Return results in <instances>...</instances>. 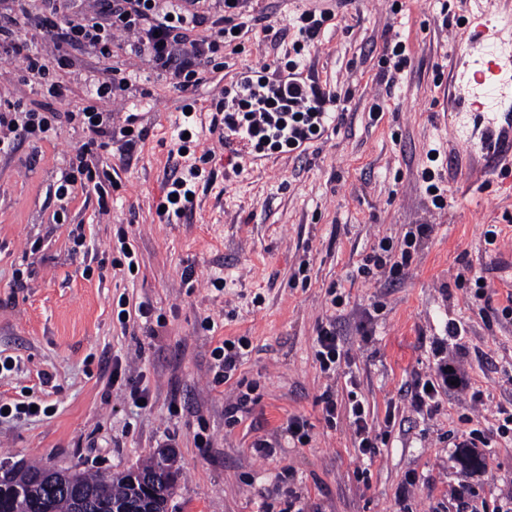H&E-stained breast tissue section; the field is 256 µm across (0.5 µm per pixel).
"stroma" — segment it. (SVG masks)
I'll use <instances>...</instances> for the list:
<instances>
[{
	"label": "stroma",
	"instance_id": "35a3bbf8",
	"mask_svg": "<svg viewBox=\"0 0 512 512\" xmlns=\"http://www.w3.org/2000/svg\"><path fill=\"white\" fill-rule=\"evenodd\" d=\"M484 2L255 0L249 11L264 15L272 34L256 28L225 47L223 68L193 93L199 113L190 124L181 93L133 55L107 61L71 49L68 90L53 100L24 84L22 61L0 63V86L14 99L59 113L77 110L88 80L118 67L134 80L108 108L119 120L136 114L144 130L133 152L100 153L118 173L106 215L88 191L64 203L56 195L84 140L77 126L59 124L0 153V356L18 365L0 374V400L57 409L0 425V463L115 473L168 442L181 471L168 512H283L286 468L304 512H395L412 475L414 512L447 501L462 468L456 433L474 419L495 430L499 407L512 408V318L501 314L512 293V171L461 148L448 102V71L465 59L462 23ZM306 8L334 14L304 59L306 74L337 95L340 119L301 155L258 166L225 159L209 129L211 103L239 67L294 58L289 21ZM396 39L408 63L389 87L379 71ZM182 125L192 133L183 156ZM192 166L201 171L192 205L174 223L160 221L168 182ZM426 169L444 208L426 190ZM422 224L432 225L429 235L418 236ZM122 232L137 254L133 271L116 248ZM382 242L393 258L410 253L396 279L353 277ZM478 274L490 302L475 298ZM141 304L148 318L136 314ZM333 315L351 348L337 380L314 360L317 328ZM452 320L464 329L463 356L483 401L446 394L437 411L414 410L400 389L429 374L431 346ZM240 336L251 346L237 375L256 382L257 401L230 426L224 409L234 393L214 384L211 351ZM348 372L376 430L368 467L355 457L346 417L326 422L319 402L329 388L346 401ZM140 379L150 390L144 409L129 396ZM291 415L311 423L308 444L284 435ZM260 437L275 442L272 456L253 452ZM488 454L466 495L493 512L512 495V444L493 443Z\"/></svg>",
	"mask_w": 512,
	"mask_h": 512
}]
</instances>
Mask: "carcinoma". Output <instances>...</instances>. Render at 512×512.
<instances>
[{
    "mask_svg": "<svg viewBox=\"0 0 512 512\" xmlns=\"http://www.w3.org/2000/svg\"><path fill=\"white\" fill-rule=\"evenodd\" d=\"M161 450L135 470L69 472L31 465L0 475V512H167L176 471ZM165 473L170 482L148 486Z\"/></svg>",
    "mask_w": 512,
    "mask_h": 512,
    "instance_id": "cac0c4a2",
    "label": "carcinoma"
}]
</instances>
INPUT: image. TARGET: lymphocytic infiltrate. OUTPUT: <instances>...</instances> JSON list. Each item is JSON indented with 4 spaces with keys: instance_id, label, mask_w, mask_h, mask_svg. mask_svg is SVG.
Instances as JSON below:
<instances>
[{
    "instance_id": "1",
    "label": "lymphocytic infiltrate",
    "mask_w": 512,
    "mask_h": 512,
    "mask_svg": "<svg viewBox=\"0 0 512 512\" xmlns=\"http://www.w3.org/2000/svg\"><path fill=\"white\" fill-rule=\"evenodd\" d=\"M31 0H6L0 8V61L16 59L24 64V80L28 84L46 86L48 95L61 96L67 88L66 71L71 65L67 50L88 49L104 59L130 52L145 58L154 70L165 74L171 87L188 94L207 79L209 67L221 47L235 41L236 31L245 30L242 21L249 0H93L91 13L74 12L71 0H44L46 11L41 28L50 35L51 53L33 50L22 31L30 18ZM271 80L288 82L287 95L250 94L238 105L243 119L263 140L273 141L279 132H298L307 128L316 134L319 113L333 110L338 101L320 87L302 91L295 79L301 75L299 61L272 63L266 67ZM129 80L121 69H109L94 82L93 88L77 112L68 120H80L88 139L72 159L70 172L57 189L59 200H67L69 189L78 185L92 189L100 210L108 208L109 170L98 169L94 159L98 151L107 149L111 139H121V148L129 152L143 138L136 126V114L115 124L112 112L103 102L125 91ZM52 129L51 117L22 108L20 102L0 99V146L14 137H37ZM462 339L459 323L450 322L448 337L431 348L432 370L426 379L418 380L408 391L415 409L437 410L441 389L455 387L468 394L473 404H481L480 392L474 391L468 369L460 357L450 354L449 342Z\"/></svg>"
}]
</instances>
